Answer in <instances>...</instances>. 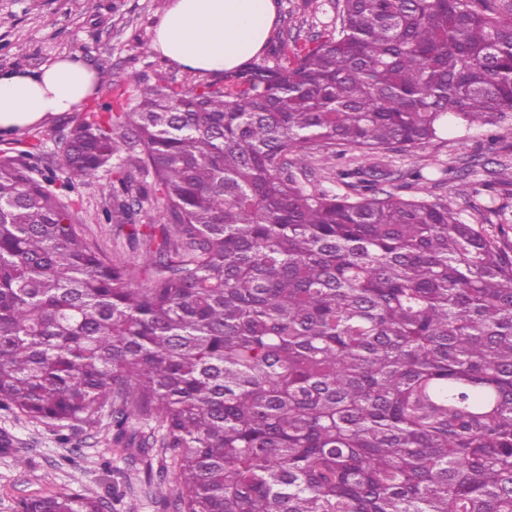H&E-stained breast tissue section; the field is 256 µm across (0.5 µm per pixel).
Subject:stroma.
<instances>
[{
	"label": "stroma",
	"instance_id": "35a3bbf8",
	"mask_svg": "<svg viewBox=\"0 0 512 512\" xmlns=\"http://www.w3.org/2000/svg\"><path fill=\"white\" fill-rule=\"evenodd\" d=\"M168 0H0V70H36L57 58L76 54L92 69L113 74L135 72L154 80L165 74L175 85L193 79L191 71L164 59L151 47L152 30ZM277 14L270 37L256 62L273 61L281 32L297 42L331 30L336 24V0H276ZM68 116L52 118L23 133L0 135V149H19L41 143L44 152L56 150V132ZM340 164L377 167L384 173L382 188L409 197L403 174L409 169L447 166V184L427 185L421 198H441L462 219L478 218L487 190L485 163L512 165V120L457 129L444 141L402 153L366 157L342 151ZM11 445L0 448V512H19L26 499L59 493L105 498L114 512H123L118 498L137 499L139 512H162L151 497L141 463L112 441L106 414L94 422L52 425L19 413L0 411V438Z\"/></svg>",
	"mask_w": 512,
	"mask_h": 512
}]
</instances>
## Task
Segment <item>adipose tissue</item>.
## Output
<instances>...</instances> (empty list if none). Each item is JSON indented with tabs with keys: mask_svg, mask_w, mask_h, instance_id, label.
<instances>
[{
	"mask_svg": "<svg viewBox=\"0 0 512 512\" xmlns=\"http://www.w3.org/2000/svg\"><path fill=\"white\" fill-rule=\"evenodd\" d=\"M275 16L274 0H170L154 27L151 47L201 74L231 71L265 46ZM99 84L98 72L77 55L34 71H0V134L77 111Z\"/></svg>",
	"mask_w": 512,
	"mask_h": 512,
	"instance_id": "obj_1",
	"label": "adipose tissue"
}]
</instances>
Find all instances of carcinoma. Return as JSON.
Returning <instances> with one entry per match:
<instances>
[{"label":"carcinoma","instance_id":"cac0c4a2","mask_svg":"<svg viewBox=\"0 0 512 512\" xmlns=\"http://www.w3.org/2000/svg\"><path fill=\"white\" fill-rule=\"evenodd\" d=\"M338 8L301 47L281 35L272 64L188 87L126 75L49 167L37 147L0 157V411H108L167 512H512L509 203L482 207L492 235L373 170H340L346 193L306 179L338 147L512 116V0ZM108 172L103 221L133 256L71 203Z\"/></svg>","mask_w":512,"mask_h":512}]
</instances>
